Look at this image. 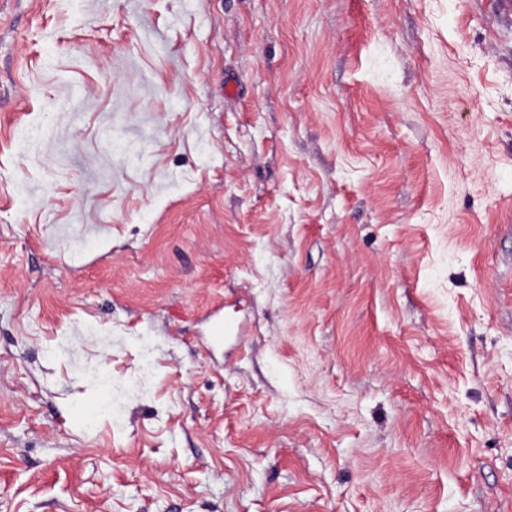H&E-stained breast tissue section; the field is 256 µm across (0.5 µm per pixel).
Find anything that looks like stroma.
Returning a JSON list of instances; mask_svg holds the SVG:
<instances>
[{"mask_svg": "<svg viewBox=\"0 0 512 512\" xmlns=\"http://www.w3.org/2000/svg\"><path fill=\"white\" fill-rule=\"evenodd\" d=\"M0 512H512V15L0 0Z\"/></svg>", "mask_w": 512, "mask_h": 512, "instance_id": "obj_1", "label": "stroma"}]
</instances>
